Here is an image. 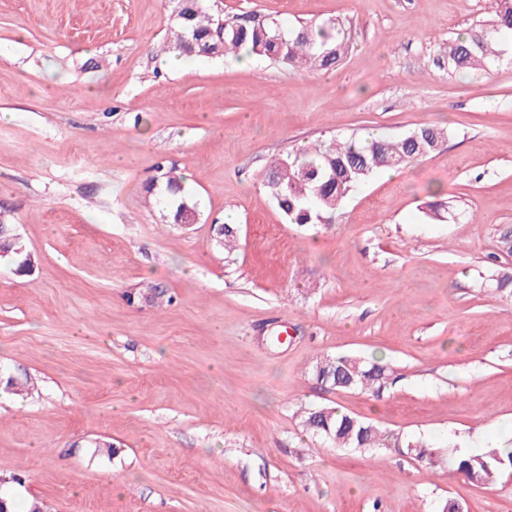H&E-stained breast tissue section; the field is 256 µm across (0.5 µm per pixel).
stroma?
I'll return each instance as SVG.
<instances>
[{"mask_svg":"<svg viewBox=\"0 0 512 512\" xmlns=\"http://www.w3.org/2000/svg\"><path fill=\"white\" fill-rule=\"evenodd\" d=\"M337 17L335 69L160 51L175 0H0V495L17 512H512V467L475 485L402 448H334L303 406L436 448L512 440V61L449 76L438 45L484 0H223ZM445 128L327 224H292L273 160L333 136ZM181 176L196 224L151 185ZM218 224L236 225L232 253ZM377 359V396L326 389L323 356ZM109 450H102V443ZM15 225L0 221L1 249L6 253L2 262L8 264L17 274H26L31 270L28 257L31 255L23 241L16 238Z\"/></svg>","mask_w":512,"mask_h":512,"instance_id":"35a3bbf8","label":"stroma"}]
</instances>
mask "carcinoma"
Returning a JSON list of instances; mask_svg holds the SVG:
<instances>
[{"label":"carcinoma","instance_id":"1","mask_svg":"<svg viewBox=\"0 0 512 512\" xmlns=\"http://www.w3.org/2000/svg\"><path fill=\"white\" fill-rule=\"evenodd\" d=\"M491 18L480 31L448 39L441 52L448 57V75L479 74L512 58V43L504 34L512 32V0H490ZM224 21V37L214 32ZM349 50L346 25L337 18L311 20L284 28L269 14L242 12L232 16L218 11L206 0H178L173 35L161 52L181 57L226 58L244 53L295 68L328 70L338 65ZM445 136L443 129L423 125L406 135L389 138L368 136L332 138L290 152L274 161L266 187L286 219L292 224H321L342 202L381 169H400L429 154ZM162 203L175 224L197 215L195 202L184 194L181 180L173 172L162 174ZM0 261L18 274L31 270L30 253L17 237L15 225L0 221ZM313 376L336 391L359 390L378 393L388 380L386 366L349 355L326 356L312 366ZM304 430L336 448H385L382 431L373 423L335 408L303 407ZM396 448L420 461L434 463L442 449L419 439L394 438ZM455 470L474 484L484 485L506 465L512 466V451L497 449L451 456Z\"/></svg>","mask_w":512,"mask_h":512}]
</instances>
